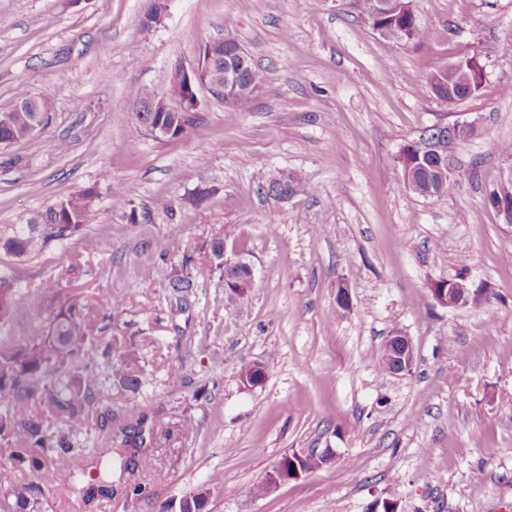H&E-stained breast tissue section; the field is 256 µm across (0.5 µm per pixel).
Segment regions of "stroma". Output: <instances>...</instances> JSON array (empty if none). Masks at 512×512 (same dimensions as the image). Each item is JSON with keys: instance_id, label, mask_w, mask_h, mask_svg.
<instances>
[{"instance_id": "1", "label": "stroma", "mask_w": 512, "mask_h": 512, "mask_svg": "<svg viewBox=\"0 0 512 512\" xmlns=\"http://www.w3.org/2000/svg\"><path fill=\"white\" fill-rule=\"evenodd\" d=\"M147 4L0 0V110L20 88L54 94L39 134L0 148V225L98 192L79 234L14 262L15 283L33 296L59 281L91 316L111 314L105 338L152 329L139 391L100 368L76 483L47 484L1 440L0 467L42 512H177L197 490L204 512H374L387 499L398 512H512V227L486 203L512 165L500 151L512 142V0H413L432 32L420 44L381 36L350 0H167L149 30ZM228 32L265 74L249 107L201 87L185 133L150 135L131 89L163 91L173 63L197 66ZM464 53L485 80L449 106L427 78ZM455 120L478 134L447 194L407 190L401 146ZM275 180L288 195L265 194ZM198 187L203 202L184 204ZM218 240L251 262L250 299H232L220 269L173 294L183 252L211 263ZM459 275L479 302L439 305L431 284ZM397 330L415 351L401 376L375 362ZM248 362L267 364L263 386L240 382ZM139 419L153 474L134 505L139 473L115 446ZM325 448L322 468L244 495L283 455Z\"/></svg>"}]
</instances>
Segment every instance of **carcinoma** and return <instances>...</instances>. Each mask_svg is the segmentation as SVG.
Segmentation results:
<instances>
[{"label": "carcinoma", "mask_w": 512, "mask_h": 512, "mask_svg": "<svg viewBox=\"0 0 512 512\" xmlns=\"http://www.w3.org/2000/svg\"><path fill=\"white\" fill-rule=\"evenodd\" d=\"M398 7H388L384 0H353V5L368 22L385 30V37L396 41L420 43L430 38L431 31L415 14L412 0H397ZM236 54L233 66L240 69L246 85L255 88L264 79L263 70L252 60L238 42H233ZM132 96L148 100L160 95L170 100L184 101L192 97L187 83L170 76L166 90L159 93L148 87H135ZM164 124L174 127L173 136L186 131L190 124L184 115L158 112ZM34 110L20 111L17 106L0 112V142H20L35 135L32 129ZM433 150L421 154L417 139L405 142L398 154L401 175L410 176L424 198H440L437 190L439 165L454 159L463 140L449 138L443 133L432 137ZM98 198L90 188L62 198L66 207L59 211L46 208L35 213L39 224L29 221L0 227V257L22 260L38 254L53 243H62L79 234ZM512 202V183L501 184L488 196L489 205L495 207ZM57 307L52 313L47 334L26 343H15L8 336H0V439L12 446L14 460H31L48 479L60 485L72 484L77 476L74 458L79 448L73 440L87 429L85 407L91 403L99 383V368L110 361L111 348L100 343L101 327L88 318L70 297L54 295ZM21 299L14 288L12 277L0 271V328L10 326ZM112 372L121 387L136 390L141 377L128 370L139 362V351L129 343L113 355ZM61 417L64 434L57 440L47 437L43 409ZM141 483L132 490L133 503H138L150 482L149 461L137 463ZM7 497L14 506H3L0 512H40L39 502L33 498L32 487L18 479L10 480ZM206 503L203 493L189 494L179 502V512H202Z\"/></svg>", "instance_id": "cac0c4a2"}]
</instances>
